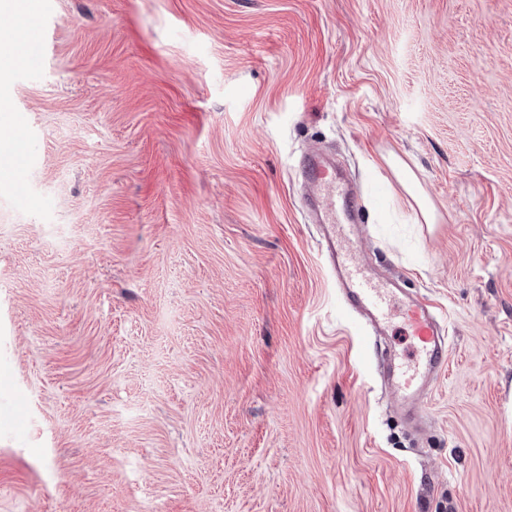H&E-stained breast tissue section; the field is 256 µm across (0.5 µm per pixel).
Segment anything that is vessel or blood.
<instances>
[{"mask_svg": "<svg viewBox=\"0 0 512 512\" xmlns=\"http://www.w3.org/2000/svg\"><path fill=\"white\" fill-rule=\"evenodd\" d=\"M18 70L33 71L40 67L44 54L43 35L32 29L28 41L19 49ZM29 153H21L0 162V169L13 175L15 192H23L22 173L29 163ZM328 164L317 154H310L304 176L310 197L321 213L323 229L320 245L336 274L341 303L357 310L375 329L388 335L393 308H400L413 336L418 339L412 358L391 354L383 366V377L397 396L403 411L414 412L422 395L448 364V341L436 319L432 305L415 298L403 304L395 302V288L383 280H374L356 258L353 242L358 235L351 217L361 208L357 192L337 185Z\"/></svg>", "mask_w": 512, "mask_h": 512, "instance_id": "1", "label": "vessel or blood"}]
</instances>
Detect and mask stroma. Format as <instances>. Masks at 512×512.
I'll list each match as a JSON object with an SVG mask.
<instances>
[{"label": "stroma", "instance_id": "35a3bbf8", "mask_svg": "<svg viewBox=\"0 0 512 512\" xmlns=\"http://www.w3.org/2000/svg\"><path fill=\"white\" fill-rule=\"evenodd\" d=\"M39 4L24 194L0 175V512H512V0ZM314 149L449 335L421 430L338 303Z\"/></svg>", "mask_w": 512, "mask_h": 512}]
</instances>
